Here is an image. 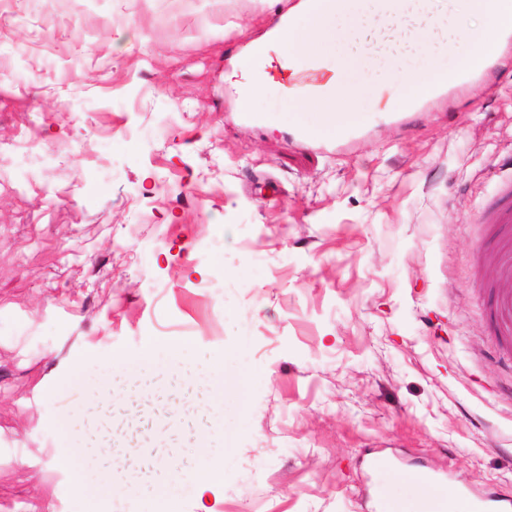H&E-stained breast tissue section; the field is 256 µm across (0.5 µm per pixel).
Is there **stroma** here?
<instances>
[{"label":"stroma","mask_w":512,"mask_h":512,"mask_svg":"<svg viewBox=\"0 0 512 512\" xmlns=\"http://www.w3.org/2000/svg\"><path fill=\"white\" fill-rule=\"evenodd\" d=\"M278 16L267 0L0 16V512H130L55 424L113 354L174 339L246 381L209 453L220 486L184 485L172 512H376L380 489L413 507L411 470L512 496L480 222L512 179V45L492 85L394 118L398 84L370 76L361 131L308 141L280 56L254 118L236 109L234 63ZM139 396L152 483L198 450L179 437L189 401ZM60 448L83 482L53 469Z\"/></svg>","instance_id":"1"}]
</instances>
